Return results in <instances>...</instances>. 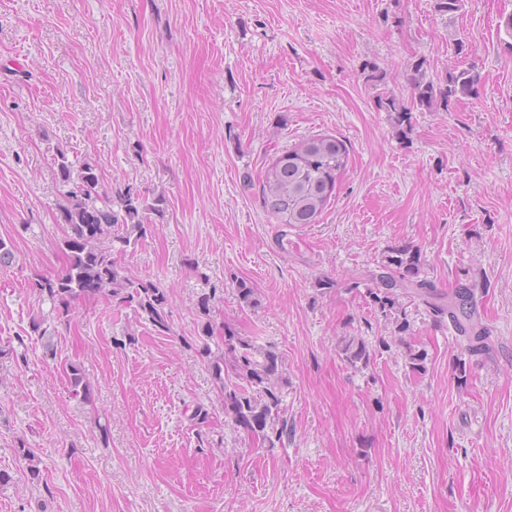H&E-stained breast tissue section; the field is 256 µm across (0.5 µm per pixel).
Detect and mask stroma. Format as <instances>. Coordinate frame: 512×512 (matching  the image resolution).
<instances>
[{"label": "stroma", "instance_id": "obj_1", "mask_svg": "<svg viewBox=\"0 0 512 512\" xmlns=\"http://www.w3.org/2000/svg\"><path fill=\"white\" fill-rule=\"evenodd\" d=\"M510 16L512 0L452 17L433 0H0V512H512ZM420 57L482 82L412 110L402 137L376 95L409 99ZM317 135L346 143L347 169L317 223L279 224L263 173ZM60 150L102 191L162 199L119 259L164 288L169 334L101 295L60 321L36 288L67 264ZM404 245L436 297L475 277L482 355L420 301L401 299L403 337L373 304ZM228 334L282 358V445L224 416L206 351ZM346 336L369 363L345 361Z\"/></svg>", "mask_w": 512, "mask_h": 512}]
</instances>
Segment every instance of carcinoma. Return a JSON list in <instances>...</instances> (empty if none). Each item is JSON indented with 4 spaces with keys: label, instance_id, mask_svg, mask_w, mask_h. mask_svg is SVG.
<instances>
[{
    "label": "carcinoma",
    "instance_id": "carcinoma-1",
    "mask_svg": "<svg viewBox=\"0 0 512 512\" xmlns=\"http://www.w3.org/2000/svg\"><path fill=\"white\" fill-rule=\"evenodd\" d=\"M407 82L411 105L386 91L376 98L379 108L393 113L396 131L403 137L411 107L429 112L446 109L453 100L476 95L481 75L473 66L455 67L434 80L427 74V60L420 58L412 64ZM347 161V147L335 136H314L278 153L262 181L265 209L281 224L315 223L333 196ZM53 171L65 188L61 219L67 227L63 250L69 263L61 274L39 281L40 291L62 306L58 310L61 315L67 313V301L76 296H118L155 332L167 333L164 290L150 281L131 279L112 258V238L128 246L147 237L150 215L162 210L160 200L150 201L129 188L113 195L100 191L98 167L89 162L77 167L62 150L54 157ZM381 269L369 295L383 316L393 319L395 332L401 336L410 329V323L400 307L397 290L411 297L429 295L427 282L419 278L420 254L407 245L394 249L382 260ZM475 287L472 280L458 283L448 292L445 305L426 301L433 314L448 316V323L472 356L486 350L488 339L487 326L476 307ZM341 351L352 365L369 359L364 341L355 336L343 338ZM210 366L220 386L226 418L271 447L288 436V418L282 405L286 377L275 351L228 335L223 338L221 354ZM69 379L74 395L91 397L79 367H70Z\"/></svg>",
    "mask_w": 512,
    "mask_h": 512
}]
</instances>
